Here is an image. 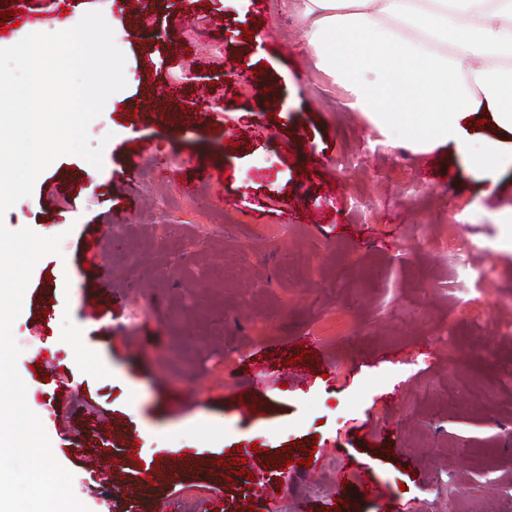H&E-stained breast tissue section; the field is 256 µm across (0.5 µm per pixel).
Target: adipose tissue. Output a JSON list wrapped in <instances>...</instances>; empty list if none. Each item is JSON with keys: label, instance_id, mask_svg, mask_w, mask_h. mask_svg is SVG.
Segmentation results:
<instances>
[{"label": "adipose tissue", "instance_id": "adipose-tissue-1", "mask_svg": "<svg viewBox=\"0 0 512 512\" xmlns=\"http://www.w3.org/2000/svg\"><path fill=\"white\" fill-rule=\"evenodd\" d=\"M317 70L381 135L496 170L512 140V0H298Z\"/></svg>", "mask_w": 512, "mask_h": 512}]
</instances>
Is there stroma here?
Instances as JSON below:
<instances>
[{"label":"stroma","instance_id":"stroma-1","mask_svg":"<svg viewBox=\"0 0 512 512\" xmlns=\"http://www.w3.org/2000/svg\"><path fill=\"white\" fill-rule=\"evenodd\" d=\"M146 2L137 23L112 0L127 85L89 126L111 140L102 168L61 156L0 218L65 236L13 334L75 495L90 512L187 492L198 512L216 493L224 512H512V164L381 141L315 68L295 0ZM189 9L207 26L177 27ZM160 102L206 118L153 119ZM446 235L478 248L427 246Z\"/></svg>","mask_w":512,"mask_h":512}]
</instances>
